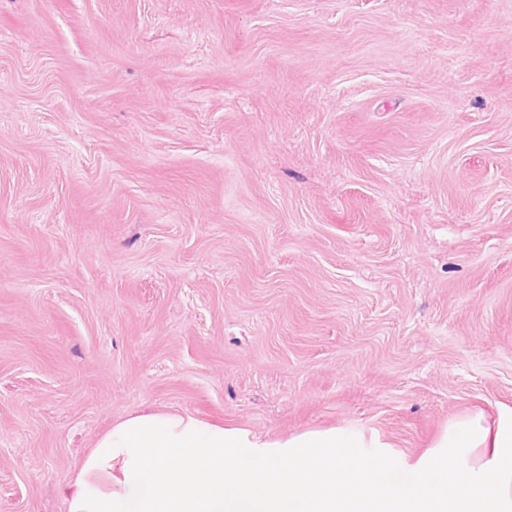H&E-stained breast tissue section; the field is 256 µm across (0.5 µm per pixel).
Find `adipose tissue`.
<instances>
[{"instance_id": "obj_1", "label": "adipose tissue", "mask_w": 512, "mask_h": 512, "mask_svg": "<svg viewBox=\"0 0 512 512\" xmlns=\"http://www.w3.org/2000/svg\"><path fill=\"white\" fill-rule=\"evenodd\" d=\"M58 494L66 512H512V407L451 420L408 458L353 425L270 440L147 406Z\"/></svg>"}]
</instances>
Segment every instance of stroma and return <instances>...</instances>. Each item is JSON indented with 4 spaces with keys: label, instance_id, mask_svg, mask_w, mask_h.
<instances>
[{
    "label": "stroma",
    "instance_id": "1",
    "mask_svg": "<svg viewBox=\"0 0 512 512\" xmlns=\"http://www.w3.org/2000/svg\"><path fill=\"white\" fill-rule=\"evenodd\" d=\"M512 406V0H0V512L145 405L420 452Z\"/></svg>",
    "mask_w": 512,
    "mask_h": 512
}]
</instances>
